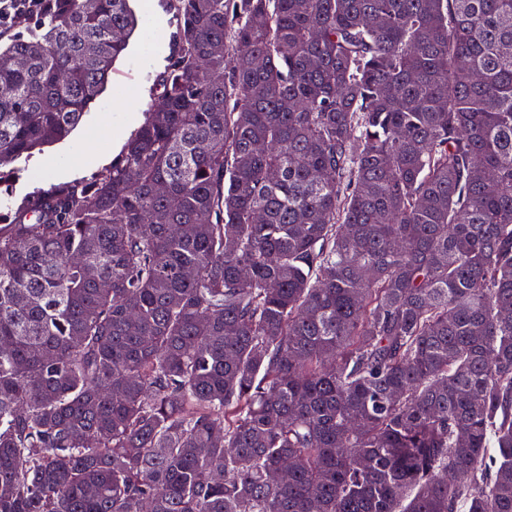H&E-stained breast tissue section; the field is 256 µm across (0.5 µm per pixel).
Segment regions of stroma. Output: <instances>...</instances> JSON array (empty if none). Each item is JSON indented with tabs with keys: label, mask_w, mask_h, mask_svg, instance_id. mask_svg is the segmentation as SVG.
<instances>
[{
	"label": "stroma",
	"mask_w": 512,
	"mask_h": 512,
	"mask_svg": "<svg viewBox=\"0 0 512 512\" xmlns=\"http://www.w3.org/2000/svg\"><path fill=\"white\" fill-rule=\"evenodd\" d=\"M130 6L139 19H146L151 13L157 16L160 23L158 40L162 47L161 53L147 57L142 47L144 34L136 32L123 56L116 62L115 71L105 92L91 105L68 139L21 158L14 163L12 173L0 179V224L10 223L16 210L26 206L36 196L39 188L64 185L65 180L61 177L37 180L34 166L38 160L63 152L70 143L88 139L91 151L101 158L100 163L87 167L82 172V179H90L94 174L103 171L105 164L111 163L121 154L127 140L137 130L139 122L144 121L145 112L156 96L157 82L177 51L178 26L169 0H131ZM115 95L136 101L138 113L135 122L127 125L118 138L111 140L104 134L89 138V131L102 112L106 111L110 97Z\"/></svg>",
	"instance_id": "35a3bbf8"
}]
</instances>
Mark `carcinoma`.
Masks as SVG:
<instances>
[{"mask_svg":"<svg viewBox=\"0 0 512 512\" xmlns=\"http://www.w3.org/2000/svg\"><path fill=\"white\" fill-rule=\"evenodd\" d=\"M172 5L122 154L0 226V512H512V0ZM19 23L0 178L138 17Z\"/></svg>","mask_w":512,"mask_h":512,"instance_id":"cac0c4a2","label":"carcinoma"}]
</instances>
